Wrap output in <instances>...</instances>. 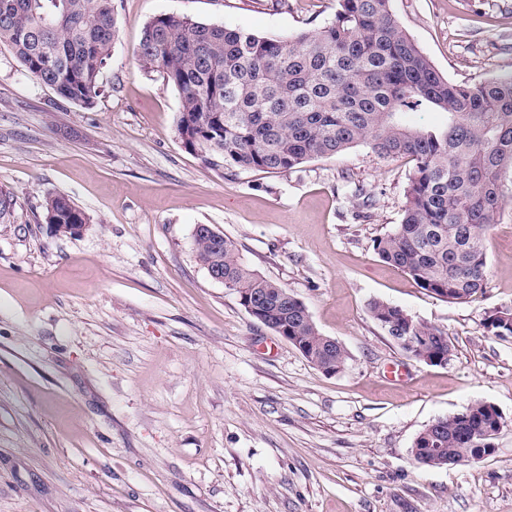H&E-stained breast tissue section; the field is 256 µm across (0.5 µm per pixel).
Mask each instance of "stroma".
Listing matches in <instances>:
<instances>
[{"instance_id": "stroma-1", "label": "stroma", "mask_w": 512, "mask_h": 512, "mask_svg": "<svg viewBox=\"0 0 512 512\" xmlns=\"http://www.w3.org/2000/svg\"><path fill=\"white\" fill-rule=\"evenodd\" d=\"M119 33L85 108L0 44V512H512V202L487 233L485 288L449 303L385 263L414 163L356 146L288 174L220 172L175 131L178 91L143 70L166 13L268 37L314 30L337 0H112ZM448 80L512 74V0H391ZM363 196H355L354 188ZM63 194L92 218L45 222ZM371 205H364V197ZM207 224L300 299L346 350L328 375L253 319L192 243ZM445 331L447 364L408 358L369 312ZM504 426L491 455L418 463L417 434L474 402ZM44 210L50 231L55 235L78 236L90 224L89 215L65 195L45 199Z\"/></svg>"}]
</instances>
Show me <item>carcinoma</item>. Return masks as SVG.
<instances>
[{
  "label": "carcinoma",
  "mask_w": 512,
  "mask_h": 512,
  "mask_svg": "<svg viewBox=\"0 0 512 512\" xmlns=\"http://www.w3.org/2000/svg\"><path fill=\"white\" fill-rule=\"evenodd\" d=\"M117 35L112 0H0V43L74 104H93ZM137 57L180 92L177 135L209 166L286 174L359 145L382 158H410L401 222L374 249L447 302L464 303L485 287L486 233L500 218L512 173V76L448 80L394 18L390 0H337L320 28L280 38L168 13L144 25ZM425 111L445 114L444 127L406 122ZM44 210L51 224L90 223L65 195L47 197ZM193 245L200 264L224 275L234 294L263 300L254 319L282 330L327 372L346 362L343 347L323 343L288 288L251 269L232 240L220 233ZM369 311L387 334L412 324L413 356H448L441 329L386 302H371ZM464 413L424 428L414 459L429 433L441 437L444 452L423 464L472 459L469 439L493 426L494 413L483 402Z\"/></svg>",
  "instance_id": "1"
}]
</instances>
